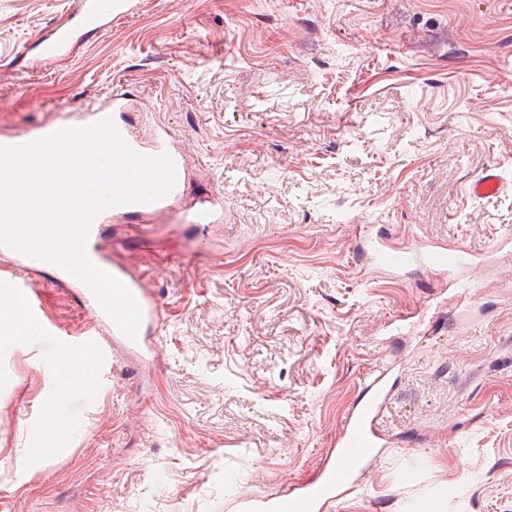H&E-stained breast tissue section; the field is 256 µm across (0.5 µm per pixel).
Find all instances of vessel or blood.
<instances>
[{
  "mask_svg": "<svg viewBox=\"0 0 512 512\" xmlns=\"http://www.w3.org/2000/svg\"><path fill=\"white\" fill-rule=\"evenodd\" d=\"M129 7L130 0H75L67 20L54 25L39 39V61L46 65L60 62L71 53L85 30L103 27L111 18L127 12ZM128 105L126 95L117 92L107 102L68 113L55 123L53 129L85 128L108 118L131 150L147 156L165 153L174 162L177 185L167 197L152 203L123 205L104 211L94 220L86 241L88 260L122 282L139 304L142 319L136 337H128L118 328L100 307L90 288L79 278L62 268H51L49 262L0 245V257L7 260L6 265L0 266V272L7 274L9 297L20 306L27 322L36 326L42 323L32 294L44 282V272L52 274L47 281L50 286L77 290L84 301L88 324L83 337L72 342L69 351L74 358L91 363L105 349L103 336H111L113 343L126 348L138 349L147 336L158 331L161 322L159 299L143 274L139 273L137 264L105 247L107 228L132 219L148 225L159 218L181 215L203 232L210 225L224 220L222 191L185 200L181 185L185 181L186 169L181 148L163 128L150 139L141 138L125 119ZM50 130L28 131L7 137L0 143L7 147L24 146L48 136ZM504 189V180L492 169L484 171L469 185V193L474 197L494 195ZM370 259L372 269L395 276L413 267L444 275L453 271L463 273L467 278L465 288L455 295L456 304L460 307L469 306L481 287L480 278L474 272V256L464 248L429 243L395 245L377 240L372 245ZM390 370V363L385 362L367 374L359 399L348 411L336 438L332 458L313 481L289 488L288 492L272 500L240 499L236 504L238 512H330L336 500L353 487L359 474L370 467L378 449L389 445L388 438L380 429V421L394 391L389 382Z\"/></svg>",
  "mask_w": 512,
  "mask_h": 512,
  "instance_id": "1",
  "label": "vessel or blood"
}]
</instances>
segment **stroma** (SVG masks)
<instances>
[{"label":"stroma","instance_id":"1","mask_svg":"<svg viewBox=\"0 0 512 512\" xmlns=\"http://www.w3.org/2000/svg\"><path fill=\"white\" fill-rule=\"evenodd\" d=\"M75 0H0V136L113 92L185 149L207 234L161 219L112 249L162 302L150 354L98 359L61 395L72 425L31 463L58 384L48 345L87 316L60 288L52 333L0 348V512H232L312 478L363 376L396 358L389 448L332 512H512V0H132L52 66L32 47ZM491 256L471 311L440 274L363 272L360 227ZM505 182L494 170L487 169L469 185V193L473 197H485L503 192Z\"/></svg>","mask_w":512,"mask_h":512}]
</instances>
